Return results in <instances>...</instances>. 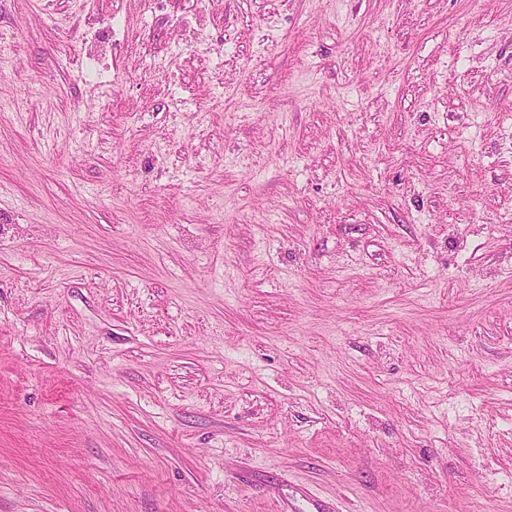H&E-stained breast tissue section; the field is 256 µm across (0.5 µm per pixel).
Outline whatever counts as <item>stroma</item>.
<instances>
[{"label": "stroma", "mask_w": 512, "mask_h": 512, "mask_svg": "<svg viewBox=\"0 0 512 512\" xmlns=\"http://www.w3.org/2000/svg\"><path fill=\"white\" fill-rule=\"evenodd\" d=\"M167 9L0 0V512H512V0Z\"/></svg>", "instance_id": "stroma-1"}]
</instances>
